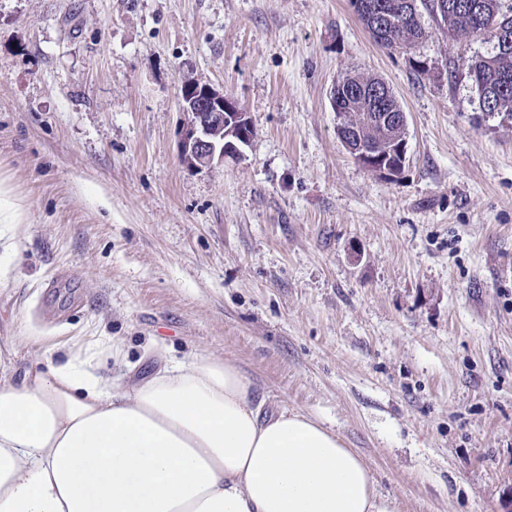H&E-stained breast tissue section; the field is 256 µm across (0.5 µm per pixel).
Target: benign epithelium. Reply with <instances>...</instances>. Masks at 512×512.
Listing matches in <instances>:
<instances>
[{"label": "benign epithelium", "mask_w": 512, "mask_h": 512, "mask_svg": "<svg viewBox=\"0 0 512 512\" xmlns=\"http://www.w3.org/2000/svg\"><path fill=\"white\" fill-rule=\"evenodd\" d=\"M179 108L185 116L181 128L180 159L187 167L202 171L216 162L224 161L231 152L244 154L242 140L246 136L243 124L250 118L233 99L224 92L192 78L182 81ZM371 94L382 98L389 112H366L361 123L352 125L346 117L342 101L331 95L336 112V134L354 160L367 171L384 179L392 180L403 169L404 163L391 165L384 161L386 151L394 150L401 158L407 153V117L400 105L391 98L387 83L374 77L369 86Z\"/></svg>", "instance_id": "benign-epithelium-1"}]
</instances>
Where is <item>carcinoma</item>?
Segmentation results:
<instances>
[{
    "label": "carcinoma",
    "instance_id": "carcinoma-1",
    "mask_svg": "<svg viewBox=\"0 0 512 512\" xmlns=\"http://www.w3.org/2000/svg\"><path fill=\"white\" fill-rule=\"evenodd\" d=\"M354 12L378 45L386 48H410L427 36L416 9L417 0H349ZM440 0H422V4L435 18L439 29L456 42L483 36L492 43V52L481 65L479 96L512 114V6L503 9L501 0H463L467 10L455 14L450 20L439 16ZM383 5L395 17V23L381 33L372 28L371 6ZM365 76L356 73L345 78L337 92L349 100L348 108L360 114L373 111L374 104L349 94L356 81Z\"/></svg>",
    "mask_w": 512,
    "mask_h": 512
}]
</instances>
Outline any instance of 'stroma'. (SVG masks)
Returning <instances> with one entry per match:
<instances>
[{"label": "stroma", "instance_id": "1", "mask_svg": "<svg viewBox=\"0 0 512 512\" xmlns=\"http://www.w3.org/2000/svg\"><path fill=\"white\" fill-rule=\"evenodd\" d=\"M379 47L349 0H0V343L15 375L118 338L130 382L203 353L336 431L398 512L512 503V119L482 112L423 15ZM381 76L407 114L394 181L336 135L330 91ZM256 135L179 156L183 77Z\"/></svg>", "mask_w": 512, "mask_h": 512}]
</instances>
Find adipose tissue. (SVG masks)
<instances>
[{
  "label": "adipose tissue",
  "mask_w": 512,
  "mask_h": 512,
  "mask_svg": "<svg viewBox=\"0 0 512 512\" xmlns=\"http://www.w3.org/2000/svg\"><path fill=\"white\" fill-rule=\"evenodd\" d=\"M99 355L19 380L0 358V512H396L335 431L265 412L232 360L125 385Z\"/></svg>",
  "instance_id": "ef3b65f1"
}]
</instances>
